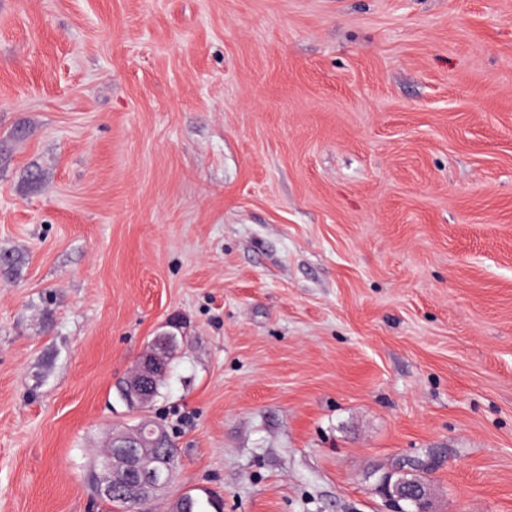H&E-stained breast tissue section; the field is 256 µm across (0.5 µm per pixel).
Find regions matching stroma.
<instances>
[{
  "instance_id": "obj_1",
  "label": "stroma",
  "mask_w": 512,
  "mask_h": 512,
  "mask_svg": "<svg viewBox=\"0 0 512 512\" xmlns=\"http://www.w3.org/2000/svg\"><path fill=\"white\" fill-rule=\"evenodd\" d=\"M512 512V0H0V512ZM167 327L170 329L154 336L151 349L139 357L132 373L121 381L118 395L132 409L143 411L149 408L157 396L158 387L163 384L162 379L168 374L181 326L171 322ZM171 442L164 425L146 415L134 428L112 432L111 448L96 469L99 497L118 495L138 507L152 502L173 478L172 459L166 450ZM104 501L110 512L137 509L121 498ZM413 477L408 478V475ZM416 471H409L404 466H397L383 474L379 487L391 512L409 505L412 512H431L430 489L425 481L415 477Z\"/></svg>"
}]
</instances>
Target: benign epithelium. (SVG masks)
<instances>
[{
    "label": "benign epithelium",
    "mask_w": 512,
    "mask_h": 512,
    "mask_svg": "<svg viewBox=\"0 0 512 512\" xmlns=\"http://www.w3.org/2000/svg\"><path fill=\"white\" fill-rule=\"evenodd\" d=\"M179 331L180 326L172 322L169 329L156 334L151 349L139 357L132 373L121 381L118 395L128 407L142 411L151 406L168 374ZM171 442L164 425L146 415L134 428L112 433L111 448L96 469L99 497L118 495L138 507L152 502L173 478L172 459L167 452ZM379 487L390 512H398L405 505L412 512H431L428 484L401 465L384 473Z\"/></svg>",
    "instance_id": "obj_1"
}]
</instances>
